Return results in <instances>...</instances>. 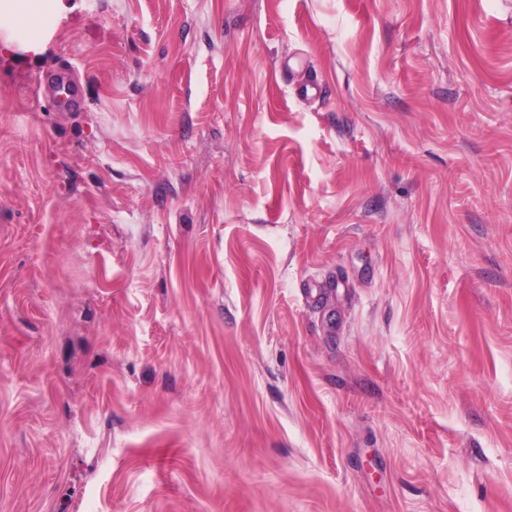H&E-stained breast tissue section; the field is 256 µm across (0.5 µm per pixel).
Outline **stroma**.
<instances>
[{
	"label": "stroma",
	"instance_id": "stroma-1",
	"mask_svg": "<svg viewBox=\"0 0 512 512\" xmlns=\"http://www.w3.org/2000/svg\"><path fill=\"white\" fill-rule=\"evenodd\" d=\"M64 2L0 54V512H512V0ZM40 84L53 98L57 108L70 112L81 107L82 96L78 84L66 71H60L40 80Z\"/></svg>",
	"mask_w": 512,
	"mask_h": 512
}]
</instances>
